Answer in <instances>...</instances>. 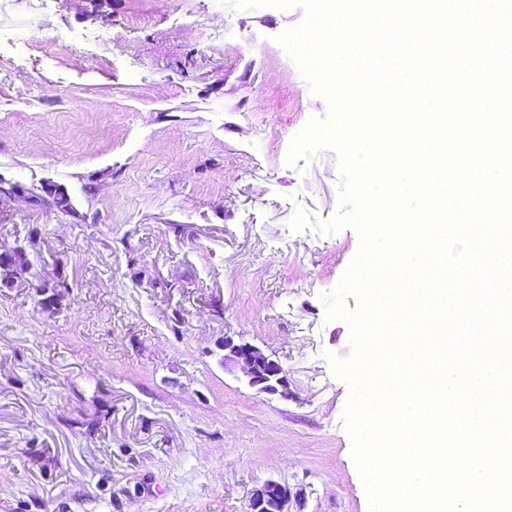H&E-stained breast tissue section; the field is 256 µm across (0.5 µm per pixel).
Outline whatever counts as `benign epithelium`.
<instances>
[{
    "label": "benign epithelium",
    "mask_w": 512,
    "mask_h": 512,
    "mask_svg": "<svg viewBox=\"0 0 512 512\" xmlns=\"http://www.w3.org/2000/svg\"><path fill=\"white\" fill-rule=\"evenodd\" d=\"M224 349L230 350L231 365L240 369L248 386L264 393L287 394L284 369L279 361L253 344H237L227 336L224 337ZM291 499L292 493L287 486L267 481L251 492L248 512H290Z\"/></svg>",
    "instance_id": "benign-epithelium-1"
}]
</instances>
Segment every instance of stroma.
<instances>
[{
	"mask_svg": "<svg viewBox=\"0 0 512 512\" xmlns=\"http://www.w3.org/2000/svg\"><path fill=\"white\" fill-rule=\"evenodd\" d=\"M307 17L0 0V178L22 188L0 196V251L30 260L0 288V512H246L269 480L297 512H370L339 371L363 238L336 222L338 148L292 152L330 112L280 42ZM228 336L281 361L287 396L225 369Z\"/></svg>",
	"mask_w": 512,
	"mask_h": 512,
	"instance_id": "stroma-1",
	"label": "stroma"
}]
</instances>
